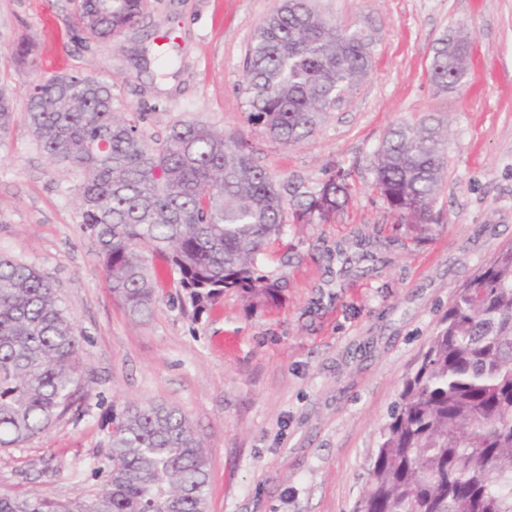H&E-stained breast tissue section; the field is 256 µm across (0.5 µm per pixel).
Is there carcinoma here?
Returning <instances> with one entry per match:
<instances>
[{
    "mask_svg": "<svg viewBox=\"0 0 512 512\" xmlns=\"http://www.w3.org/2000/svg\"><path fill=\"white\" fill-rule=\"evenodd\" d=\"M151 0H77L88 41L138 27ZM467 44L440 40L429 67L441 89L466 74ZM372 70V42L341 28L312 0H280L256 27L241 93L247 120L291 146L312 136ZM26 119L55 164L79 173L82 229L105 282L128 313L151 315L159 255L179 276L193 313L229 288L274 302L278 281L258 272L271 240L294 224H325L352 197L351 171L311 184L278 181L234 133L177 119L161 137L146 114L116 106L114 84L69 72L30 81ZM0 89V143L14 122ZM448 133L422 119L380 142L374 191L397 224H430L448 174ZM82 336L53 284L0 254V449L47 431L76 401L86 370ZM101 491L59 499L43 491L0 495V512H207L203 439L179 409L136 403L111 419ZM354 512H512V245L501 248L448 303L408 377L370 459Z\"/></svg>",
    "mask_w": 512,
    "mask_h": 512,
    "instance_id": "carcinoma-1",
    "label": "carcinoma"
}]
</instances>
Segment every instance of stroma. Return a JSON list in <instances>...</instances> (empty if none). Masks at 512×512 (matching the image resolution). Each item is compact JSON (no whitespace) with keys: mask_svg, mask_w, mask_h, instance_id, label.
<instances>
[{"mask_svg":"<svg viewBox=\"0 0 512 512\" xmlns=\"http://www.w3.org/2000/svg\"><path fill=\"white\" fill-rule=\"evenodd\" d=\"M277 4L153 0L142 27L97 43L75 31V0H0V87L15 111L0 146V252L53 282L84 337L89 379L49 430L0 451V495L93 494L108 414L157 402L180 408L204 441L208 512H354L449 301L512 243V0H317L337 25L371 34L373 69L289 148L247 122L239 89L254 29ZM24 37L35 46L28 72L13 58ZM443 37L469 45L451 93L428 75ZM71 71L114 83L147 134L196 119L240 135L281 180L349 169L352 201L334 223L287 225L268 248L260 270L279 280L276 302L231 288L196 317L169 274L151 316L132 318L81 228L77 173L49 162L25 119L29 77ZM427 116L448 127V176L433 223L400 228L370 187L374 152L390 128Z\"/></svg>","mask_w":512,"mask_h":512,"instance_id":"1","label":"stroma"}]
</instances>
